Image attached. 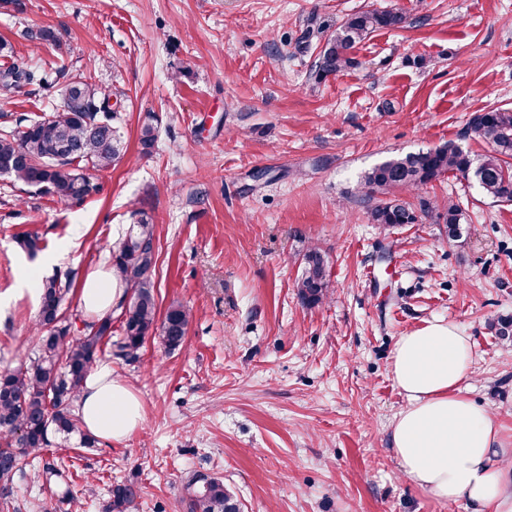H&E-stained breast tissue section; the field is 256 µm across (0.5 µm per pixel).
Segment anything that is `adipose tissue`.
Wrapping results in <instances>:
<instances>
[{
    "mask_svg": "<svg viewBox=\"0 0 512 512\" xmlns=\"http://www.w3.org/2000/svg\"><path fill=\"white\" fill-rule=\"evenodd\" d=\"M122 294L111 271L101 268L85 276L80 303L95 317ZM471 352L469 336L445 321L428 322L398 339L390 375L406 404L394 422L392 446L406 478L437 500H465L479 512H512V468L500 463L512 449V435L461 390ZM78 408L85 429L102 438L129 436L142 421L136 394L105 368L85 381Z\"/></svg>",
    "mask_w": 512,
    "mask_h": 512,
    "instance_id": "adipose-tissue-1",
    "label": "adipose tissue"
}]
</instances>
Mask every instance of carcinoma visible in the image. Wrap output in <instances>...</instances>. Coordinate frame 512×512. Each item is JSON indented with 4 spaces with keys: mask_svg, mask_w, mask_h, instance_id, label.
<instances>
[{
    "mask_svg": "<svg viewBox=\"0 0 512 512\" xmlns=\"http://www.w3.org/2000/svg\"><path fill=\"white\" fill-rule=\"evenodd\" d=\"M403 16L394 11H361L352 14L328 38L316 16L306 20L300 48L320 47L315 78L319 81L352 64L351 52L357 43L379 29H397ZM24 37L65 52L61 33L51 28L28 30ZM61 72L37 73L24 62L0 69V93L8 96L31 84L54 86ZM72 102L69 108L50 119L16 120L15 127L0 130V162L12 165L8 177L38 187L56 203L71 206L82 202L97 189L93 173L112 168L124 145L118 128L112 125L111 95L87 77L68 81ZM472 138L485 143L488 152L474 162L464 147L448 142L426 151L407 153L385 160L361 178L360 190L368 198L384 196L372 207L375 224L392 227L416 221L413 208L396 198L401 190H419L447 174L471 176L482 191L497 202H512V108H489L473 116L469 124ZM156 139L154 116L146 117L140 134L144 149ZM420 210L436 212L438 223L448 229V237L459 236L462 211L448 201L419 200ZM154 225L141 216L133 228L112 246V269L126 291L116 309L124 336L112 340V314L83 322L81 334H70L71 324L61 312L73 277L65 272L39 284L40 310L34 324L36 356L25 367L0 368V509L8 512L14 477L22 471L23 457L38 454L50 446V435H77L91 447L92 440L82 429L77 404L81 388L97 367L107 347L114 355L132 360L145 340L154 335L169 349L185 341L190 310L170 307L158 318L151 280L155 265ZM328 271L319 249L303 255L301 276L295 282L302 303L314 307L322 302L328 288ZM140 498L133 484H118L105 512H132ZM187 512H236L235 501L218 477L195 476L185 486Z\"/></svg>",
    "mask_w": 512,
    "mask_h": 512,
    "instance_id": "obj_1",
    "label": "carcinoma"
}]
</instances>
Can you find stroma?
<instances>
[{
    "mask_svg": "<svg viewBox=\"0 0 512 512\" xmlns=\"http://www.w3.org/2000/svg\"><path fill=\"white\" fill-rule=\"evenodd\" d=\"M393 10L351 67L315 81L318 48L351 13ZM50 27L68 50L34 46ZM33 69L83 74L119 102L126 152L96 173V193L65 208L0 176V367L29 364L39 302L23 279L111 262L137 214L154 224L159 311L191 310L184 344L146 339L136 359L105 357L140 399L139 428L89 448L53 438L26 458L10 512H103L115 485L142 488L137 512H186L194 476L221 478L242 512H472L412 485L391 447L406 399L389 367L398 338L442 319L471 338L465 396L512 431V346L492 333L512 316V205L446 175L418 197L458 203L461 235L434 214L372 224L365 171L453 141L471 154V118L512 108V0H0V41ZM60 87L0 98V128L60 112ZM153 114L156 139L140 129ZM38 234L40 254L18 244ZM317 247L322 304L295 288ZM65 464L44 480L46 462Z\"/></svg>",
    "mask_w": 512,
    "mask_h": 512,
    "instance_id": "stroma-1",
    "label": "stroma"
}]
</instances>
